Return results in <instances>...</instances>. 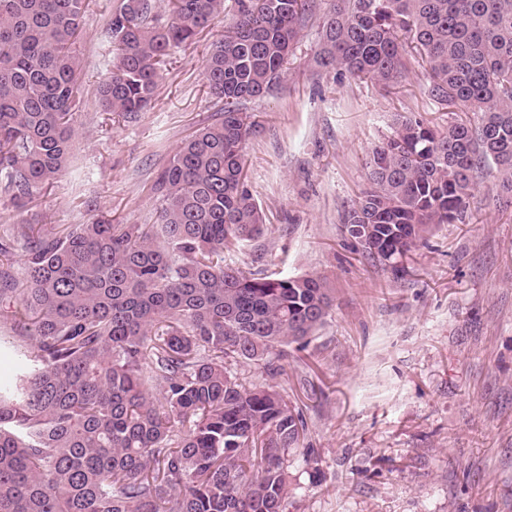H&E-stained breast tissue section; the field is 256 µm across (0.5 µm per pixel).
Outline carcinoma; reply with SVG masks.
Segmentation results:
<instances>
[{"instance_id": "cac0c4a2", "label": "carcinoma", "mask_w": 512, "mask_h": 512, "mask_svg": "<svg viewBox=\"0 0 512 512\" xmlns=\"http://www.w3.org/2000/svg\"><path fill=\"white\" fill-rule=\"evenodd\" d=\"M314 0H235L236 20L204 74L224 112L157 174V224L29 225L22 277L0 266V321L26 346L0 386V512H288L297 469L319 449L276 375L333 297L315 275L258 277L225 255L260 237L245 185L254 130L243 103L277 85ZM89 0H0V196L22 208L68 165L84 93L77 49ZM224 13V0H118L109 20L106 112L150 105L170 51ZM416 52L438 129L397 118L373 148L369 188L342 224H371L391 264L465 212L492 172L512 192V0H331L315 64L389 86Z\"/></svg>"}]
</instances>
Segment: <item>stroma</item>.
Returning a JSON list of instances; mask_svg holds the SVG:
<instances>
[{
    "label": "stroma",
    "mask_w": 512,
    "mask_h": 512,
    "mask_svg": "<svg viewBox=\"0 0 512 512\" xmlns=\"http://www.w3.org/2000/svg\"><path fill=\"white\" fill-rule=\"evenodd\" d=\"M117 0H90L80 42L85 92L65 171L25 208H0V229L45 231L108 220L154 224L157 173L223 107L204 59L234 21L226 8L193 44L173 49L147 111H102L112 74L108 23ZM279 85L246 103L257 123L245 145L246 186L266 230L231 263L272 276L316 274L333 290L324 326L286 373L246 370L302 410L322 479L289 512H512V193L479 179L463 220L437 226L402 273L368 258L343 212L366 187V160L397 116L439 128L448 110L425 94L426 64L408 62L384 87L318 68L316 0Z\"/></svg>",
    "instance_id": "1"
}]
</instances>
